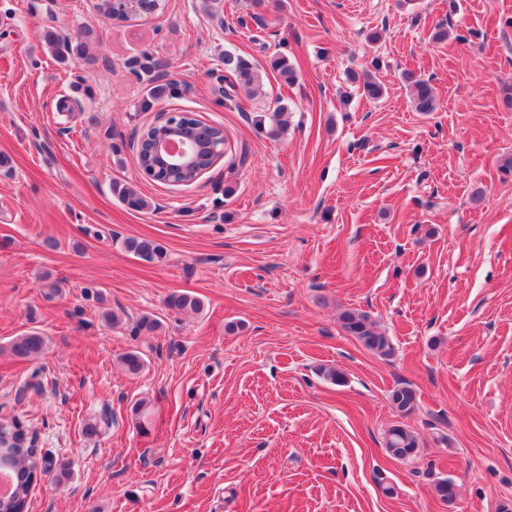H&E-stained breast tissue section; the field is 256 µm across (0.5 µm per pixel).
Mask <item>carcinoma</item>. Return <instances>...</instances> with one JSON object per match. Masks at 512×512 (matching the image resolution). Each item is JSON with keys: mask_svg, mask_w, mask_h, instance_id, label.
<instances>
[{"mask_svg": "<svg viewBox=\"0 0 512 512\" xmlns=\"http://www.w3.org/2000/svg\"><path fill=\"white\" fill-rule=\"evenodd\" d=\"M143 14H149L159 7V0H141ZM120 0H102L100 9L106 16L121 21H129L138 16V11L125 8L120 11ZM43 39L52 55L61 63L75 62L84 58L89 44L98 39V35L85 29L75 38L58 34L53 27L43 31ZM224 71L228 91L224 92L226 99H232L230 91L240 87L249 94H255L262 85L260 74L239 56L224 53ZM165 63L150 53H143L132 59L130 70L148 81L150 89L148 96L141 103L144 110L150 109L154 104L165 99L176 98L182 95L183 85L174 79H165L160 70ZM363 92L371 99H378L383 94V86L376 77L366 70L362 74ZM73 96L63 97L57 105L60 111H70L73 104L79 102L78 96L86 94L83 77L71 82ZM412 103L418 112H433L436 110L435 89L430 81L415 79L412 81ZM286 108L282 107L272 115L270 122L259 116L255 125L264 131L270 139L277 140L285 132L288 120L285 118ZM178 124L193 129L204 141H212L216 149L224 145V131L219 126L206 124L198 119L186 120L177 118ZM159 130L157 126L148 127L141 135L137 163L139 168L147 175H154L153 181L163 185H191L200 176L201 172L209 169L215 163V158L205 156L198 159L193 167L183 174L173 171H163L155 162L150 152V141ZM112 193L117 195L127 207L135 211L150 208V202L135 186L114 182ZM129 252L142 260L153 262L165 258L163 247L150 239L129 238L124 242ZM87 299L100 305L101 318L111 327L124 324L122 317L113 313L104 306L102 292L96 288L86 290ZM168 307L175 311H199L201 301L188 294H173L168 300ZM343 331L358 340L366 349L374 354L387 358L393 354L394 346L391 337L377 330L370 317L361 311L347 310L340 316ZM45 337L38 331H30L16 337L10 345L12 355L21 361H30L38 358L45 349ZM123 364L131 374L142 371L146 361L138 351H129L122 358ZM391 402L398 415L405 418L413 413L417 407V396L413 388L400 385L391 393ZM418 448L417 436L408 426L397 421L391 425L386 433V449L390 455L397 459H406L414 455ZM0 469L11 476V492L6 496L0 495V512H26L31 491L45 477L49 476L58 484L63 485L70 479V467L65 461H56L40 446V436L37 431L23 427L19 423L11 425L0 424ZM436 495L445 503H451L456 498V485L448 479H440L434 484Z\"/></svg>", "mask_w": 512, "mask_h": 512, "instance_id": "obj_1", "label": "carcinoma"}]
</instances>
